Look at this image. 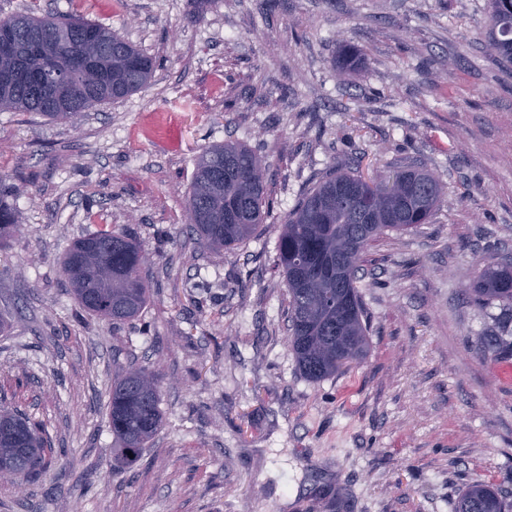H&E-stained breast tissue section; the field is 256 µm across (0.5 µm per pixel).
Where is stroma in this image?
<instances>
[{
  "label": "stroma",
  "mask_w": 512,
  "mask_h": 512,
  "mask_svg": "<svg viewBox=\"0 0 512 512\" xmlns=\"http://www.w3.org/2000/svg\"><path fill=\"white\" fill-rule=\"evenodd\" d=\"M78 14L153 57L149 82L72 122L0 112V394L40 423L46 472L0 484V512H454L512 501V327L469 294L512 253V63L488 52L487 0H0V17ZM361 56L335 67L342 44ZM231 139L267 166L271 209L221 254L185 222L195 160ZM414 162L445 201L368 250L364 360L320 382L289 350L276 266L288 213L330 170ZM150 257L151 301L88 315L60 261L91 223ZM162 375L161 430L112 458L119 368ZM512 502H506L498 491L486 483H477L459 496L454 512H511Z\"/></svg>",
  "instance_id": "obj_1"
}]
</instances>
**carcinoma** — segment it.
Returning a JSON list of instances; mask_svg holds the SVG:
<instances>
[{"label":"carcinoma","mask_w":512,"mask_h":512,"mask_svg":"<svg viewBox=\"0 0 512 512\" xmlns=\"http://www.w3.org/2000/svg\"><path fill=\"white\" fill-rule=\"evenodd\" d=\"M490 49L512 62V0H488ZM0 112H34L64 122L97 104L121 99L151 77L154 61L111 29L78 15L15 14L0 18ZM266 163L234 141L207 147L195 162L186 203L187 224L200 243L219 254L248 241L267 207ZM444 202L433 174L403 167L377 182L329 172L288 214L277 267L288 296V345L300 372L317 383L363 360L369 350L357 273L371 242L389 231L427 224ZM18 229L0 198V238ZM150 260L136 242L108 224L74 241L60 267L75 300L114 324L138 318L150 301ZM480 307L512 309V255L484 266L470 288ZM160 373L130 366L112 382V454L136 462L163 425ZM47 440L22 412L0 407V458L21 485L46 468ZM454 512H512V502L486 483L459 496Z\"/></svg>","instance_id":"1"}]
</instances>
